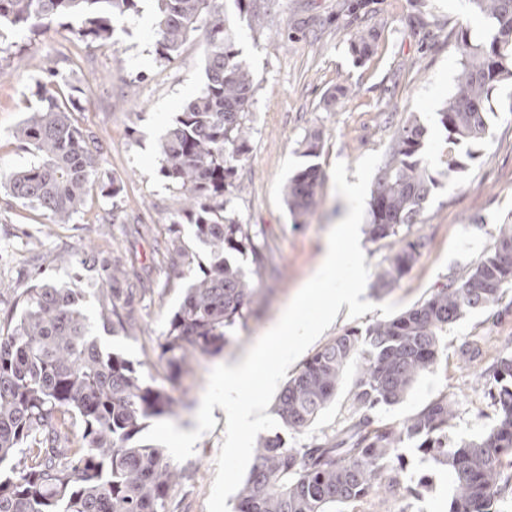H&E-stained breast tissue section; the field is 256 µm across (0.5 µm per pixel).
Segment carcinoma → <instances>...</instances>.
<instances>
[{"instance_id":"1","label":"carcinoma","mask_w":512,"mask_h":512,"mask_svg":"<svg viewBox=\"0 0 512 512\" xmlns=\"http://www.w3.org/2000/svg\"><path fill=\"white\" fill-rule=\"evenodd\" d=\"M239 16L261 25L267 0H232ZM489 24L486 38L460 35L461 61L454 93L438 113L448 142L470 146L489 133L486 102L494 87L512 80V0H472ZM136 0H0V29L35 32L51 22L81 19L69 32L102 44L112 37V16ZM203 28L206 80L180 112L160 144V174L179 194L175 217L195 226L209 258L188 284L167 321L160 359L171 370L190 354L220 351L228 332L251 314L255 287L232 253L258 255L248 224L227 212L235 163L248 147L247 114L255 74L239 59L222 0H158L155 52L177 55ZM25 48H0V75L17 70ZM64 78L45 72L39 105L14 130L37 161L1 169L0 187L14 200L38 209L54 224H67L84 208L102 161L96 138L83 129L61 97ZM419 119L399 127L375 177L368 202L369 241H387L388 254L375 273L384 294L415 263L422 242L409 236L421 222L437 178L424 149ZM463 155L448 154V171L467 169ZM321 173L311 163L297 170L284 189L293 223L304 224L317 205ZM98 289L104 321L125 330L123 271L99 260ZM512 288V226L500 230L493 248L461 277L435 289L424 302L365 329L352 328L320 347L288 379L275 412L288 430L304 433L332 402L353 371L352 411L345 425L297 448L279 435L262 436L239 494L238 512H357L376 489L393 486L406 470L404 444L416 442L425 457L443 465L454 493L448 512H497L512 493V352L504 354L486 382L497 409L495 424L478 441L454 444L448 432L457 415L442 395L400 424L384 423L381 405L399 403L418 377L434 366L448 326L466 313L501 305ZM81 292L41 280L25 289L15 311L0 324V512H168L174 479L164 451L134 438L153 418L175 415L165 390L141 378L122 356L102 350L89 334Z\"/></svg>"}]
</instances>
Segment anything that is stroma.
<instances>
[{
    "mask_svg": "<svg viewBox=\"0 0 512 512\" xmlns=\"http://www.w3.org/2000/svg\"><path fill=\"white\" fill-rule=\"evenodd\" d=\"M241 60L259 82L249 109L252 135L248 152L236 164L237 186L228 205L235 218L257 234L259 256L233 254L256 288L252 313L231 331V342L214 355L195 357L180 372L169 373L160 360V345L169 315L179 306L208 249L194 225H171L178 196L159 173V144L178 112L201 90L204 81L205 30L195 31L180 53L162 61L154 53L157 0H137L135 10L114 14L112 39L89 45L74 39L59 24L25 36L0 31V47L27 46L21 71L0 77V168L18 169L33 161L18 147L15 127L37 104V82L47 67L65 72L74 90L80 125L103 147L97 179L123 182L118 202L91 189L85 211L70 223H51L41 211L0 192V317L17 296L34 284L35 272L71 288L96 277L94 267L62 265L58 253L84 259L89 242L107 258L122 263L133 292L128 310L134 330L112 329L99 314V303L86 295L84 311L102 349L130 360L146 382L162 385L178 404L172 421L178 429H196L211 370L245 357L248 349L280 319L290 301L318 268L332 227L349 206L335 189L332 169L347 165L355 182L357 162L385 151L396 129L409 116L427 128L425 158L438 185L421 224L420 255L409 273L387 294L365 289L363 298L375 311L358 319L339 313L322 334L329 341L349 328L381 320L379 307L401 309L428 298L448 279L467 272L512 225V81L493 92L490 134L476 146V158L464 175L446 170L447 134L437 114L454 88L460 52L456 35L486 37L488 24L470 0H268L264 26L252 29L234 6L226 8ZM371 38L372 52L357 61L350 51L355 36ZM346 94H338L337 86ZM321 132L319 205L308 222L294 225L284 187L307 165L301 143ZM179 238L183 251L169 249ZM466 346L479 349L476 362L460 357ZM512 350V311L475 310L449 326L437 364L422 374L403 402L380 410L383 421L403 422L435 398L445 395L458 405L452 440L478 439L497 418L483 394L484 370ZM351 385L343 383L335 401L304 433L278 432L299 446L343 424L351 412ZM215 428L204 434L188 459L178 462L180 478L170 492L169 512H207L224 441L227 416L214 408ZM406 475L389 490L373 493L364 512H448L452 488L447 472L407 449ZM426 475L424 487L410 493L412 478Z\"/></svg>",
    "mask_w": 512,
    "mask_h": 512,
    "instance_id": "1",
    "label": "stroma"
}]
</instances>
